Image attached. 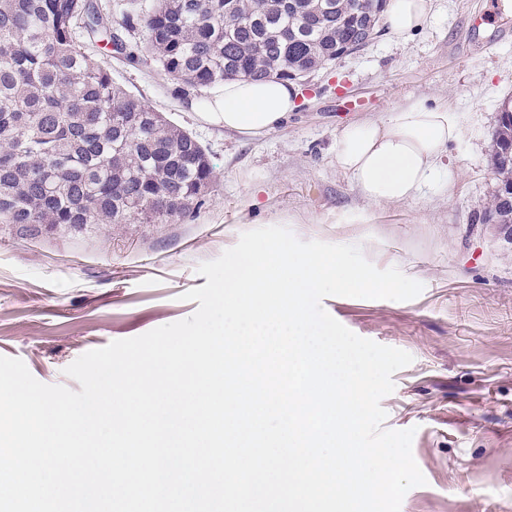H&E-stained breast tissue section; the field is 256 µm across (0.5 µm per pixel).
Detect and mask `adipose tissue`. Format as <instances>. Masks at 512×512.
<instances>
[{"label": "adipose tissue", "mask_w": 512, "mask_h": 512, "mask_svg": "<svg viewBox=\"0 0 512 512\" xmlns=\"http://www.w3.org/2000/svg\"><path fill=\"white\" fill-rule=\"evenodd\" d=\"M431 14L430 0H391L384 23L404 42L427 26ZM295 94L291 83L275 77L227 80L195 107L206 122L256 136L287 119ZM460 134L456 115L448 107L411 101L379 119L346 126L336 139V166L352 177L368 202H405L436 180L449 145Z\"/></svg>", "instance_id": "obj_1"}]
</instances>
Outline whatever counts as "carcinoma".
Wrapping results in <instances>:
<instances>
[{
    "mask_svg": "<svg viewBox=\"0 0 512 512\" xmlns=\"http://www.w3.org/2000/svg\"><path fill=\"white\" fill-rule=\"evenodd\" d=\"M358 0H157L121 23L194 89L226 80L295 81L358 51L378 14ZM116 53L94 0H0V224H167L205 203L215 167L202 145L112 81L88 45ZM499 183L485 224L512 227V121L495 131Z\"/></svg>",
    "mask_w": 512,
    "mask_h": 512,
    "instance_id": "1",
    "label": "carcinoma"
}]
</instances>
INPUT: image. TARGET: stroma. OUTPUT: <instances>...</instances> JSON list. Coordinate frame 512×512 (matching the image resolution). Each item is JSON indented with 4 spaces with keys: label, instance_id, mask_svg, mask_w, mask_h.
<instances>
[{
    "label": "stroma",
    "instance_id": "1",
    "mask_svg": "<svg viewBox=\"0 0 512 512\" xmlns=\"http://www.w3.org/2000/svg\"><path fill=\"white\" fill-rule=\"evenodd\" d=\"M119 23L127 0H97ZM503 0H433L408 41L387 31L316 72L276 131L249 137L205 122L147 52L144 28L121 27L127 56L99 50L112 79L191 133L216 166L208 201L169 224H79L60 231L0 224V356L41 383L79 390L65 368L83 353L190 317L182 293L197 266L243 232L283 225L303 241L360 246L377 268L423 285L409 301L328 297L355 334L410 353L384 397V428L414 429L426 485L401 512H512V242L481 223L498 176L492 134L512 98V15ZM417 99L448 103L461 128L454 175L399 204L364 200L332 149L347 125Z\"/></svg>",
    "mask_w": 512,
    "mask_h": 512
}]
</instances>
